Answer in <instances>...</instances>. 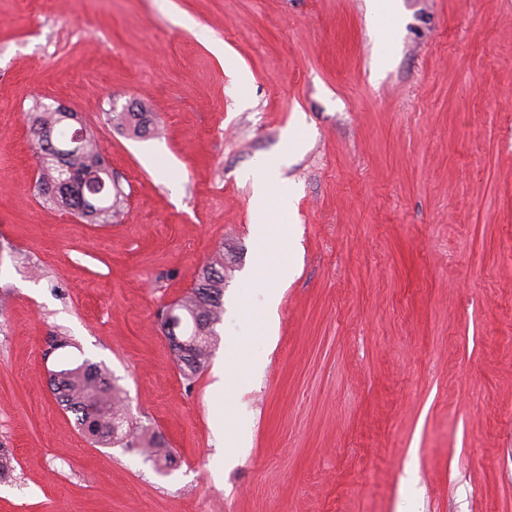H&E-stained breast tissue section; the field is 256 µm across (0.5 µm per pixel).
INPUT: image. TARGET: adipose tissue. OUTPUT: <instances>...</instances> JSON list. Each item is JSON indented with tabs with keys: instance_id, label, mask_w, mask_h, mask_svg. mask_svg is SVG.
Returning a JSON list of instances; mask_svg holds the SVG:
<instances>
[{
	"instance_id": "ef3b65f1",
	"label": "adipose tissue",
	"mask_w": 512,
	"mask_h": 512,
	"mask_svg": "<svg viewBox=\"0 0 512 512\" xmlns=\"http://www.w3.org/2000/svg\"><path fill=\"white\" fill-rule=\"evenodd\" d=\"M280 160L261 158L248 173L255 201V217L251 235L257 245V259L251 280L257 291L251 297L254 312L253 334L247 338H232L228 343V361L218 373L211 389V400L218 410L213 423L217 437H224L233 420L223 410L228 387L238 373L254 374L263 367V359L276 334L277 311L281 289L270 277L269 270L280 259L279 244L290 237L287 224L272 204L275 189L281 182Z\"/></svg>"
}]
</instances>
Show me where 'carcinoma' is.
Instances as JSON below:
<instances>
[{"label": "carcinoma", "mask_w": 512, "mask_h": 512, "mask_svg": "<svg viewBox=\"0 0 512 512\" xmlns=\"http://www.w3.org/2000/svg\"><path fill=\"white\" fill-rule=\"evenodd\" d=\"M140 112H121L114 117L117 124L136 134L146 131ZM75 114L37 107L31 115L30 134L35 150L47 156L42 164L37 190L45 200L70 213L97 224L103 217L87 200L84 178L107 166L90 133L78 141L61 139L57 133L71 125ZM224 249H219L203 266L198 283L187 295L166 307L179 323L165 332L178 338L169 341L175 358L193 376L208 363L217 341L216 326L223 322ZM53 390L63 405L76 417L79 431L93 445L142 448L146 459L156 465L172 463V451L149 427L139 425L127 416L124 391L105 369L89 361L57 370L51 374Z\"/></svg>", "instance_id": "carcinoma-1"}]
</instances>
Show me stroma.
<instances>
[{"mask_svg":"<svg viewBox=\"0 0 512 512\" xmlns=\"http://www.w3.org/2000/svg\"><path fill=\"white\" fill-rule=\"evenodd\" d=\"M41 102L94 133L110 223L39 195ZM132 111L144 135L109 119ZM290 131L299 256L219 440L251 310L190 381L161 312L219 248L225 297L250 291L241 172ZM65 358L117 379L170 468L81 435ZM0 448V512H512V0H400L382 31L365 0H0Z\"/></svg>","mask_w":512,"mask_h":512,"instance_id":"1","label":"stroma"}]
</instances>
